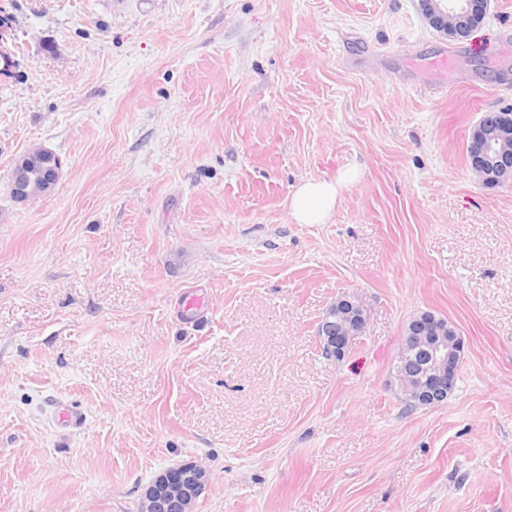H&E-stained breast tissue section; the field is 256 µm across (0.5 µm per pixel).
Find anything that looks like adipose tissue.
Returning <instances> with one entry per match:
<instances>
[{
  "instance_id": "1",
  "label": "adipose tissue",
  "mask_w": 512,
  "mask_h": 512,
  "mask_svg": "<svg viewBox=\"0 0 512 512\" xmlns=\"http://www.w3.org/2000/svg\"><path fill=\"white\" fill-rule=\"evenodd\" d=\"M360 178L357 166H349L334 179L312 180L293 192L290 216L298 224H323L330 218L345 189Z\"/></svg>"
}]
</instances>
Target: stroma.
Here are the masks:
<instances>
[{
	"instance_id": "obj_1",
	"label": "stroma",
	"mask_w": 512,
	"mask_h": 512,
	"mask_svg": "<svg viewBox=\"0 0 512 512\" xmlns=\"http://www.w3.org/2000/svg\"><path fill=\"white\" fill-rule=\"evenodd\" d=\"M0 16V512H140L185 463L209 474L195 512H512V181L466 155L512 107V0L460 42L417 0ZM35 145L63 173L24 204ZM350 165L327 223L291 220ZM345 292L367 324L336 360L316 328ZM420 311L465 347L452 394L409 410L390 369ZM42 152V148L32 149L26 156L20 158L13 170V175L10 183V193L15 197L18 202H29L34 200L39 195L43 194L53 183L58 182L62 174V163L59 164L58 169L52 170L46 182L39 185L33 184L26 178V168L29 163V158L35 154ZM360 170L352 165L342 170L335 179L312 180L301 184L293 192L290 216L297 224H324L330 218L349 186L358 182Z\"/></svg>"
}]
</instances>
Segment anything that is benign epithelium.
<instances>
[{
	"label": "benign epithelium",
	"instance_id": "benign-epithelium-1",
	"mask_svg": "<svg viewBox=\"0 0 512 512\" xmlns=\"http://www.w3.org/2000/svg\"><path fill=\"white\" fill-rule=\"evenodd\" d=\"M419 0L422 13L429 22L451 40L465 39L476 29L477 22L487 14L489 0ZM488 129L475 127L471 136L470 150L479 161L496 166L498 178L512 177V165L508 157L512 150L505 147L502 138L512 131V113L492 112L482 118ZM42 152L35 148L20 158L13 170L10 193L19 202H29L43 194L58 182L62 169L52 170L47 181L38 185L26 178L29 158ZM366 324V314L357 297L344 293L336 298L326 310L317 327L320 346L324 354L338 360L346 355L350 341L360 335ZM464 341L457 329L447 320L431 312H421L406 324L403 339L392 365V378L400 391L414 405L430 406L439 402V396L453 391L457 377ZM426 362L419 372L411 375L408 366L418 355ZM209 476L199 464H192L191 472L178 477L169 485L168 492L157 485H148L142 494L140 512H171L179 507L180 512H193L195 500L207 489Z\"/></svg>",
	"mask_w": 512,
	"mask_h": 512
}]
</instances>
